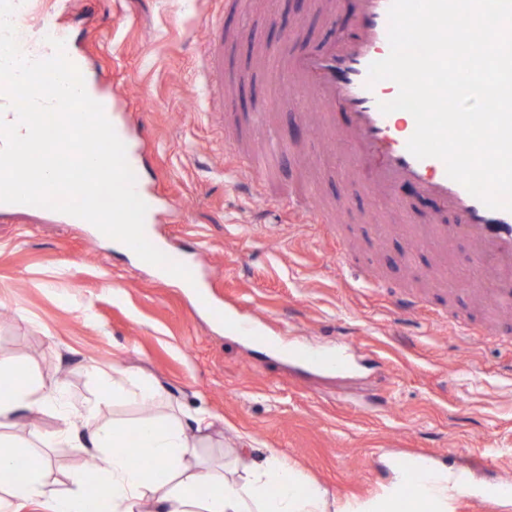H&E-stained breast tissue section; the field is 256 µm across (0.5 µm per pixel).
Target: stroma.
<instances>
[{"instance_id":"stroma-1","label":"stroma","mask_w":512,"mask_h":512,"mask_svg":"<svg viewBox=\"0 0 512 512\" xmlns=\"http://www.w3.org/2000/svg\"><path fill=\"white\" fill-rule=\"evenodd\" d=\"M310 2L75 0L57 23L138 154L158 201L151 228L168 254L194 265L236 317L286 344L344 351L349 368L311 369L236 335L93 225L51 212H0V360L44 387L65 382L78 406L100 397L113 364L131 368L161 387L155 416L207 411L202 457L236 478L245 438L339 500L381 494L388 462L409 458L467 472L478 486L512 483V309L499 306L494 278L480 299L459 289L475 272L470 243L449 241L441 257L412 250L429 231L419 216L434 211L405 186L398 197L413 222L375 220L383 205L345 180L331 122L298 112L275 74L252 73L229 111L205 107L201 61L212 41L224 46L225 69L252 72L259 51L279 48L284 17L295 20L296 45L341 37ZM251 95L267 100L266 123L286 147L255 185L239 178L228 148L262 140L242 106ZM309 185L319 208L348 209L340 237L289 209V195ZM340 246L353 264L337 260ZM369 270L386 287H373ZM405 285L423 298L411 310L398 305ZM451 312L470 333L442 323ZM489 322L501 339L480 336Z\"/></svg>"}]
</instances>
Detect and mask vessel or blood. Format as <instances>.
Wrapping results in <instances>:
<instances>
[{
    "label": "vessel or blood",
    "instance_id": "1",
    "mask_svg": "<svg viewBox=\"0 0 512 512\" xmlns=\"http://www.w3.org/2000/svg\"><path fill=\"white\" fill-rule=\"evenodd\" d=\"M391 0H354L355 33L330 43L301 50L287 46L274 53L270 67L295 92L318 104L338 108L346 116L336 137L352 150L350 176L375 194L396 202L399 183L410 182L453 212L457 223L437 225L445 240L462 237L474 248L473 262H493L499 280L498 300L512 306V211L488 208L461 184L450 179L440 159H417L407 149L415 120L405 111L382 113L379 105L394 99L397 85L390 80L369 83L371 63L390 52L388 10ZM209 100L220 103L231 79L224 76L220 43H212L202 59ZM283 149L269 142L265 153L255 157L241 154V165L249 175L260 167L279 161ZM289 355L304 366L316 369L345 368L343 354L329 357L303 346L289 348Z\"/></svg>",
    "mask_w": 512,
    "mask_h": 512
}]
</instances>
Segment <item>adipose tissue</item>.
Returning a JSON list of instances; mask_svg holds the SVG:
<instances>
[{
    "label": "adipose tissue",
    "mask_w": 512,
    "mask_h": 512,
    "mask_svg": "<svg viewBox=\"0 0 512 512\" xmlns=\"http://www.w3.org/2000/svg\"><path fill=\"white\" fill-rule=\"evenodd\" d=\"M51 411L61 426L36 436L39 447L66 443L79 453L101 455L96 477L75 472L72 487L61 492L48 485V460L32 455L26 474L16 477L12 462L0 455V504L11 500L45 504L47 512H93L99 492H107L112 512H140L144 502L154 501L158 512H448V503L464 491L459 477L447 468L421 460L408 466L392 465V482L384 495L353 504L331 499L327 489L297 471L283 455L272 452L253 459L247 446L235 450L236 463L246 476L228 477L223 467L206 464L199 450L210 423L197 412L191 424L181 417L150 418L140 426L141 462L125 452V433L101 418L100 410L76 413L64 384L45 388L37 378H20L0 361V428L11 425L18 413ZM414 470L420 484L418 498L406 492L407 470ZM165 479H158L157 471Z\"/></svg>",
    "instance_id": "ef3b65f1"
}]
</instances>
